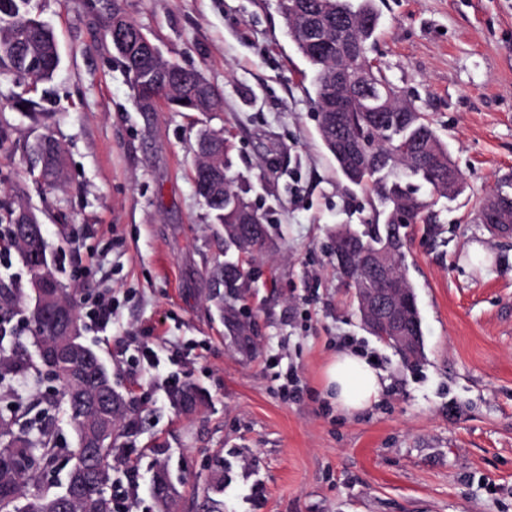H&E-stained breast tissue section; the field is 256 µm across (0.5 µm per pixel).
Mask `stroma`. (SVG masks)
<instances>
[{"label": "stroma", "instance_id": "obj_1", "mask_svg": "<svg viewBox=\"0 0 512 512\" xmlns=\"http://www.w3.org/2000/svg\"><path fill=\"white\" fill-rule=\"evenodd\" d=\"M61 66L39 83L38 116L12 108L0 76V200L33 208L62 287L79 313L111 303L106 331L81 330L117 391L142 411L126 419L115 465L135 471L133 512L151 497L154 463L174 477L178 512H512V235L476 213L495 188L512 192V0H376L373 65L415 101L447 143L465 189L439 199L433 224L407 229L406 273L418 300L417 365L365 329L336 273L337 225L372 219L318 136L313 72L277 0H36ZM152 34L164 58L222 91L219 112L139 111L105 36L112 8ZM231 136V173L276 244L241 303L256 320L241 349L209 299L224 234L193 185L195 133ZM51 133L66 182L30 174L25 147ZM490 261H472L473 246ZM0 283L23 299L10 322L27 344L35 300L16 250L0 252ZM159 368H148L143 345ZM375 361L385 385L367 409L338 411L324 389L336 352ZM180 372L205 395L180 411L165 383ZM0 407L23 400L58 448L41 483L62 492L77 436L64 413L33 398L53 383L16 381ZM224 459L216 480L207 463Z\"/></svg>", "mask_w": 512, "mask_h": 512}]
</instances>
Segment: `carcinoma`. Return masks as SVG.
<instances>
[{
  "mask_svg": "<svg viewBox=\"0 0 512 512\" xmlns=\"http://www.w3.org/2000/svg\"><path fill=\"white\" fill-rule=\"evenodd\" d=\"M293 0H278L288 35L302 57L314 71V105L318 115L327 111L325 88L332 79L336 62L315 54L301 40V27L306 17L290 9ZM311 7L331 34H336V19L354 21L346 37L347 51L356 55L362 69L361 81L369 88L353 87L357 103L348 124L336 131L319 124V135L325 149L336 162V170L351 184L370 191L377 202L374 219L361 229L347 226L336 229L334 240L347 237L357 240L351 269H346L335 257L336 272L349 288H375L377 282L367 273L364 279H350L351 270L369 265L387 241L401 234L403 226L391 222L394 211L407 209L415 221L431 222L433 202L430 197L452 199L463 192L461 174L452 161L448 145L438 136L432 123L416 106L399 112L401 126L377 129L368 103L361 101L367 92L387 102L400 90L381 73L370 69V52L379 28L380 15L374 0H298ZM34 0H0V74L7 72L27 86L24 93L13 97L14 107L32 115L38 114L40 103L25 97L38 83L50 80L58 70L61 57L53 29L35 13ZM120 19L125 31L122 39L112 36L114 20ZM113 50L131 79L136 104L143 112L153 110L159 101L175 112H219L223 97L211 83L204 87V99L190 94V88L202 75L178 63L155 59L142 50L151 42L143 29L131 21L119 8H112L106 27ZM364 143L387 157V162L374 168L359 169L347 157L335 150V141ZM196 162L194 180L196 194L203 201L214 223L223 225L224 265L217 277L224 291L213 294L216 308L224 325L236 338L252 341L254 324L240 317L236 307L239 291L259 278L257 260L271 247V236L264 217L233 186L229 176L230 144L224 132L204 127L195 134ZM30 167L39 169L48 183L61 181L65 174V150L50 134L41 135L30 147ZM497 211L512 224V193L497 189L482 201L479 213ZM37 224L36 213L23 205L5 206L0 203V242L15 248L26 266L31 283L48 278L56 288L51 290V304L76 312L71 293L62 288L48 261L44 235L28 236L22 224ZM405 243H400L391 256V267L397 277L412 287L406 274ZM36 299L28 317L32 346L59 351L54 367L42 356L28 364L10 356L0 358V387L12 384L16 378L33 371L36 376L50 375L58 384V399L53 406L62 409L77 433V445L72 449L74 464L60 494L30 487L53 470L57 455L56 443L49 427L22 421L15 408L0 409V512H114L112 486L116 440L122 422L131 413V403L114 387L112 378L97 354L81 341V326L74 321L75 335H63L51 314L40 307ZM20 306L13 289L0 286V325H8ZM174 403L189 413L203 403L199 389L186 382L173 392ZM154 499L164 512H175L173 484L166 467L156 466L152 476Z\"/></svg>",
  "mask_w": 512,
  "mask_h": 512,
  "instance_id": "obj_1",
  "label": "carcinoma"
}]
</instances>
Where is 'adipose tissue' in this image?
I'll use <instances>...</instances> for the list:
<instances>
[{
    "instance_id": "1",
    "label": "adipose tissue",
    "mask_w": 512,
    "mask_h": 512,
    "mask_svg": "<svg viewBox=\"0 0 512 512\" xmlns=\"http://www.w3.org/2000/svg\"><path fill=\"white\" fill-rule=\"evenodd\" d=\"M383 382L379 371L355 352H340L326 370V386L338 409L352 413L377 400Z\"/></svg>"
}]
</instances>
